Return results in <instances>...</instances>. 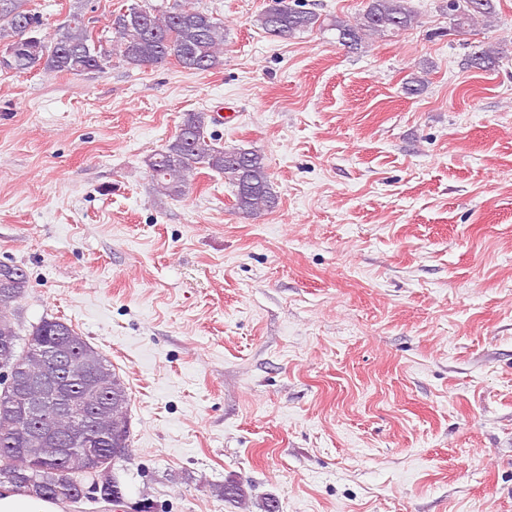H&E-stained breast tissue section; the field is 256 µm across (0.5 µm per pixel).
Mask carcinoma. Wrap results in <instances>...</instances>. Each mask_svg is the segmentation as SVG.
<instances>
[{
    "instance_id": "cac0c4a2",
    "label": "carcinoma",
    "mask_w": 512,
    "mask_h": 512,
    "mask_svg": "<svg viewBox=\"0 0 512 512\" xmlns=\"http://www.w3.org/2000/svg\"><path fill=\"white\" fill-rule=\"evenodd\" d=\"M304 0H276V7L262 11L258 26L271 37L286 40L313 28L319 16L304 8ZM468 0H456L449 14L453 30L467 33L479 22L496 15L497 0H482L468 8ZM0 70L16 73L40 70L81 77L103 73L118 61L132 68L158 67L170 59L196 73L224 65V23L195 6V0H170L156 7L137 3L111 11L108 31L98 37L84 21L85 13H71L70 23L46 37L43 21L27 7V0H0ZM418 23L410 0H366L365 9L353 18H336L331 28L336 41L357 50L369 36L395 34ZM505 54L502 44H486L467 58V66L490 70ZM212 123L206 112H187L176 135L145 160L156 192L178 198L186 193L187 177L201 165L224 176L232 186L234 208L245 218H256L278 204L269 179L265 156L255 148L216 146L207 129ZM12 278L0 281V357L38 378L49 377L36 391L44 404L39 418L14 409L16 387L0 381V484L62 504H79L86 494L83 475L76 484V471L85 467L77 453L63 449L51 454L52 442L41 431L54 428L69 434L74 427L89 425V432L102 438L91 468L99 472L116 467V458L131 460L130 395L126 384L103 353L72 326L57 318H42L23 338L15 322L16 303L29 281L14 265ZM68 342L74 356L90 348L97 359L96 371H86L64 387L55 386L54 370L43 358V349ZM100 501L118 505L124 495L120 481L111 476L102 485Z\"/></svg>"
}]
</instances>
